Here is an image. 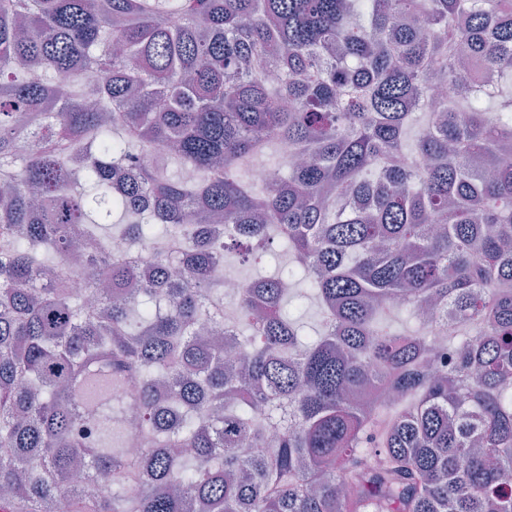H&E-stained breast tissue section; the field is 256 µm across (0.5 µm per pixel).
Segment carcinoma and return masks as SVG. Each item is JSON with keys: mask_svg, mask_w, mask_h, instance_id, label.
<instances>
[{"mask_svg": "<svg viewBox=\"0 0 512 512\" xmlns=\"http://www.w3.org/2000/svg\"><path fill=\"white\" fill-rule=\"evenodd\" d=\"M230 243L288 264L228 313ZM509 469L512 0H0V512H512Z\"/></svg>", "mask_w": 512, "mask_h": 512, "instance_id": "carcinoma-1", "label": "carcinoma"}]
</instances>
